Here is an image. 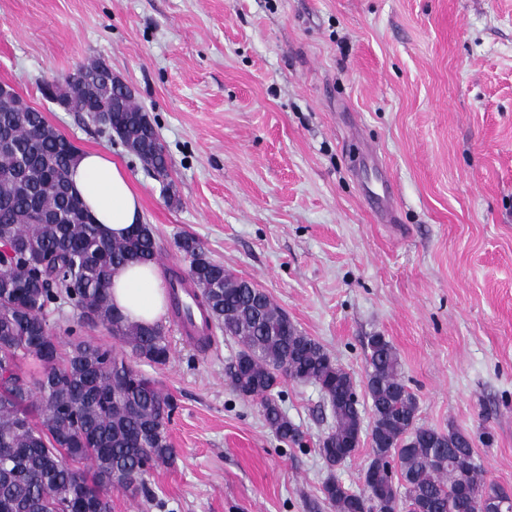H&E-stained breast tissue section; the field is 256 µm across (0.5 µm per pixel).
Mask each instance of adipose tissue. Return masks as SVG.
I'll return each instance as SVG.
<instances>
[{"label": "adipose tissue", "mask_w": 512, "mask_h": 512, "mask_svg": "<svg viewBox=\"0 0 512 512\" xmlns=\"http://www.w3.org/2000/svg\"><path fill=\"white\" fill-rule=\"evenodd\" d=\"M70 183L108 235L123 238L143 221V206L127 171L111 155L88 150L72 167ZM113 305L130 321L157 323L167 304L163 274L158 267L133 264L115 273L109 288Z\"/></svg>", "instance_id": "obj_1"}]
</instances>
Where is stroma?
Wrapping results in <instances>:
<instances>
[{"label":"stroma","instance_id":"stroma-1","mask_svg":"<svg viewBox=\"0 0 512 512\" xmlns=\"http://www.w3.org/2000/svg\"><path fill=\"white\" fill-rule=\"evenodd\" d=\"M95 57L149 113L175 200L40 93ZM0 83L127 170L163 273L195 236L359 385L385 336L419 423L467 432L512 490V0H0ZM49 319L123 349L70 306ZM162 322L170 359L141 370L174 402L176 458L112 512H308L328 476L360 487L369 445L332 470L318 452V386L283 382L303 432L283 443L228 383L236 340L202 351Z\"/></svg>","mask_w":512,"mask_h":512}]
</instances>
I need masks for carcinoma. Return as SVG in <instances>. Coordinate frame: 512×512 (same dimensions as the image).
<instances>
[{
    "instance_id": "cac0c4a2",
    "label": "carcinoma",
    "mask_w": 512,
    "mask_h": 512,
    "mask_svg": "<svg viewBox=\"0 0 512 512\" xmlns=\"http://www.w3.org/2000/svg\"><path fill=\"white\" fill-rule=\"evenodd\" d=\"M43 97L70 112L87 114L103 132L159 181L169 163L153 123L131 91L101 61L78 66L64 79L45 80ZM0 512H72L86 500L92 512H112L111 488H143L150 469L174 460L167 425L170 397L112 348L67 330L58 340L51 307L69 301L81 318L104 326L131 355L150 366L170 357L165 327L129 322L111 303L113 274L130 263L158 260L149 224L126 237L104 234L70 189L69 173L80 151L42 112L0 99ZM47 219L32 222V213ZM175 247L189 263L185 276L168 278L173 313L179 288H189L214 329L241 345L225 368L232 389L260 400L277 438L299 445L302 433L283 413L275 392L282 381L319 386L334 425L319 442L329 467L348 459L349 440L362 432L355 383L321 343L299 330L257 285L210 257L194 236ZM366 390L373 437L367 469L370 490L352 491L335 476L322 486L336 512H396L397 504L425 505L423 512H482L487 495L509 503L512 491L484 481V466L469 434L418 423V403L406 385L391 343L368 338Z\"/></svg>"
}]
</instances>
